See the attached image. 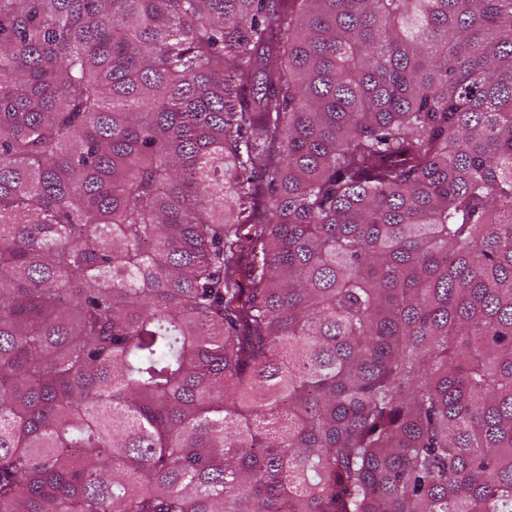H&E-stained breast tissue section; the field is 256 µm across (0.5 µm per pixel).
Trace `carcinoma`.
Listing matches in <instances>:
<instances>
[{"label": "carcinoma", "instance_id": "cac0c4a2", "mask_svg": "<svg viewBox=\"0 0 512 512\" xmlns=\"http://www.w3.org/2000/svg\"><path fill=\"white\" fill-rule=\"evenodd\" d=\"M0 512H512V0H0Z\"/></svg>", "mask_w": 512, "mask_h": 512}]
</instances>
